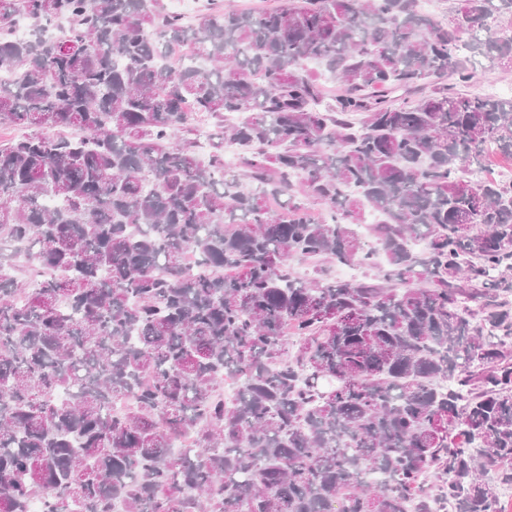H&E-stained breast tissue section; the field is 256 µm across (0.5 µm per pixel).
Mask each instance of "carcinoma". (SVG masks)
I'll return each instance as SVG.
<instances>
[{"instance_id":"cac0c4a2","label":"carcinoma","mask_w":512,"mask_h":512,"mask_svg":"<svg viewBox=\"0 0 512 512\" xmlns=\"http://www.w3.org/2000/svg\"><path fill=\"white\" fill-rule=\"evenodd\" d=\"M451 2L0 0V512H503L512 0ZM226 4L240 10L264 11L276 8L281 4V0H193L194 14L190 20L183 19L186 22H196L213 9H224ZM491 85L511 86L512 85V69L499 70L497 73L485 78L482 75L477 76L469 87L463 90L469 92L491 93L487 88Z\"/></svg>"}]
</instances>
